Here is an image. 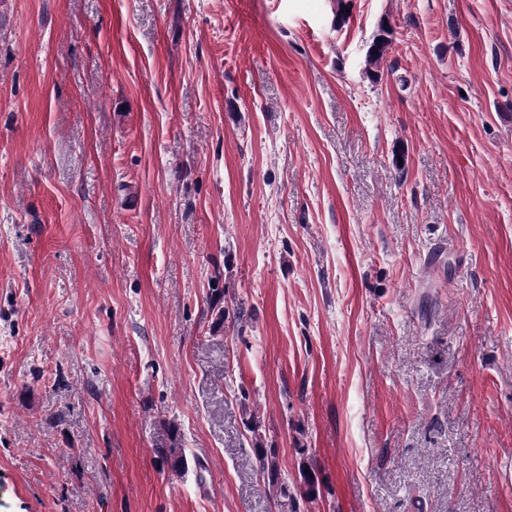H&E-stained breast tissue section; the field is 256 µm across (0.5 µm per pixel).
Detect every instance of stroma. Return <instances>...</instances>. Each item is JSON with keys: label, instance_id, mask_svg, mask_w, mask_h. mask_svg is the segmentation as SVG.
<instances>
[{"label": "stroma", "instance_id": "35a3bbf8", "mask_svg": "<svg viewBox=\"0 0 512 512\" xmlns=\"http://www.w3.org/2000/svg\"><path fill=\"white\" fill-rule=\"evenodd\" d=\"M0 512H512V0H0Z\"/></svg>", "mask_w": 512, "mask_h": 512}]
</instances>
